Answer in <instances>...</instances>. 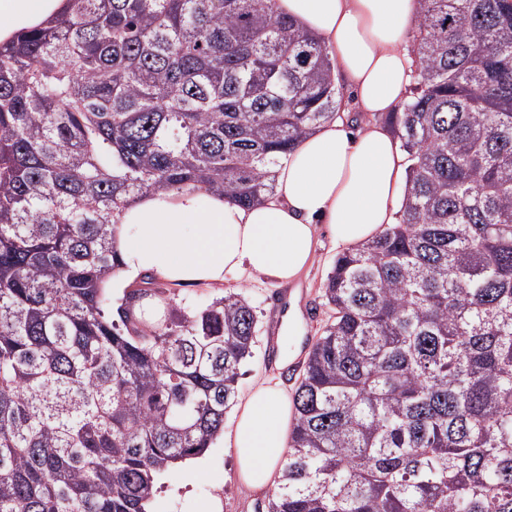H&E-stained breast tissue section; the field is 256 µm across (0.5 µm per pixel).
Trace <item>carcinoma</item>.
<instances>
[{
    "instance_id": "obj_1",
    "label": "carcinoma",
    "mask_w": 512,
    "mask_h": 512,
    "mask_svg": "<svg viewBox=\"0 0 512 512\" xmlns=\"http://www.w3.org/2000/svg\"><path fill=\"white\" fill-rule=\"evenodd\" d=\"M0 43V512H149L224 430L258 328L112 304L116 216L242 205L341 117L276 0H69ZM399 221L336 256L267 512H512V0H420Z\"/></svg>"
}]
</instances>
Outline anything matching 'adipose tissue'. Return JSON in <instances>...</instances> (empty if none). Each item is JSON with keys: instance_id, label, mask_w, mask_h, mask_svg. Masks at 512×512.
<instances>
[{"instance_id": "adipose-tissue-1", "label": "adipose tissue", "mask_w": 512, "mask_h": 512, "mask_svg": "<svg viewBox=\"0 0 512 512\" xmlns=\"http://www.w3.org/2000/svg\"><path fill=\"white\" fill-rule=\"evenodd\" d=\"M67 9V0H0V43ZM277 9L325 43L353 103L300 142L278 168L275 192L257 205L200 189L144 194L118 217L114 280L146 273L219 288L227 276L249 272L293 285L315 260L316 225H329L335 244L357 247L394 223L405 151L376 118L401 105L412 81L406 40L419 0H277ZM291 416L287 394L270 380L237 405L226 440L248 491L275 488Z\"/></svg>"}]
</instances>
